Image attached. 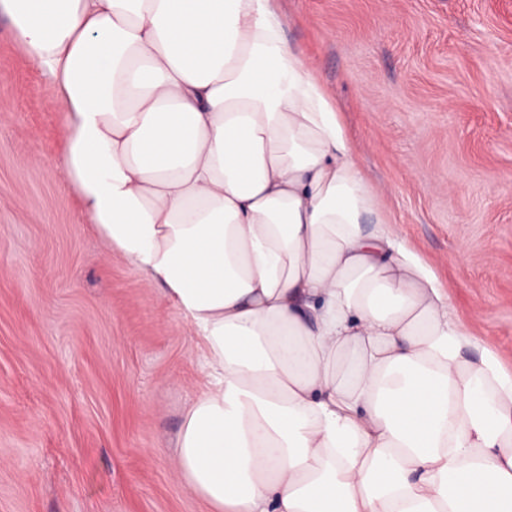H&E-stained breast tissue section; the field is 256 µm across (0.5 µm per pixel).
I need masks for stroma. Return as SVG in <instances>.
Segmentation results:
<instances>
[{
  "label": "stroma",
  "instance_id": "1",
  "mask_svg": "<svg viewBox=\"0 0 512 512\" xmlns=\"http://www.w3.org/2000/svg\"><path fill=\"white\" fill-rule=\"evenodd\" d=\"M361 164L512 368V0H279ZM48 78L0 16V512H212L176 472L190 328L57 164Z\"/></svg>",
  "mask_w": 512,
  "mask_h": 512
}]
</instances>
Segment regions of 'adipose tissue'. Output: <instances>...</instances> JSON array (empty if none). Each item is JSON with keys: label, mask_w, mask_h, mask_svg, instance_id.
Wrapping results in <instances>:
<instances>
[{"label": "adipose tissue", "mask_w": 512, "mask_h": 512, "mask_svg": "<svg viewBox=\"0 0 512 512\" xmlns=\"http://www.w3.org/2000/svg\"><path fill=\"white\" fill-rule=\"evenodd\" d=\"M63 177L204 347L215 512H512V372L472 355L277 0H0Z\"/></svg>", "instance_id": "ef3b65f1"}]
</instances>
